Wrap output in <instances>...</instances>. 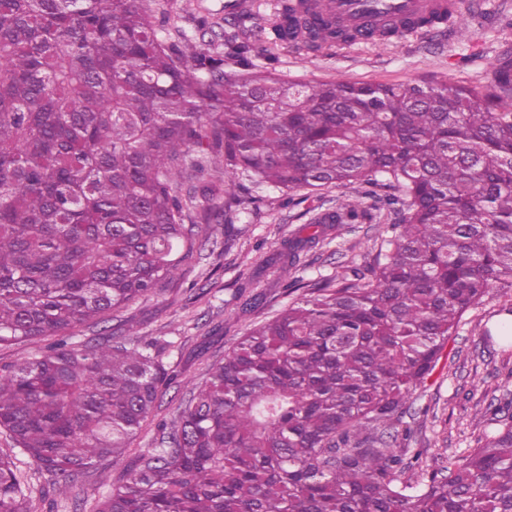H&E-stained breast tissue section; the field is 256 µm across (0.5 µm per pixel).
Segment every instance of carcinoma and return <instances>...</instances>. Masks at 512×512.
<instances>
[{
    "label": "carcinoma",
    "instance_id": "carcinoma-1",
    "mask_svg": "<svg viewBox=\"0 0 512 512\" xmlns=\"http://www.w3.org/2000/svg\"><path fill=\"white\" fill-rule=\"evenodd\" d=\"M145 0H0V346L45 343L0 366V512H32L26 455L62 494L122 455L176 378L164 343L73 342L175 277L204 224L254 203L245 183L363 192L282 242L279 278L328 232L381 224L371 260L286 285L255 326L89 512H512V407L485 441L429 465L406 401L464 314L512 297V55L490 86L292 80L154 27ZM280 0L274 42L320 53L376 33ZM215 180L181 189L184 174ZM392 217L382 223L381 213ZM242 308L267 304L238 289Z\"/></svg>",
    "mask_w": 512,
    "mask_h": 512
}]
</instances>
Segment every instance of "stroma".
<instances>
[{"label": "stroma", "mask_w": 512, "mask_h": 512, "mask_svg": "<svg viewBox=\"0 0 512 512\" xmlns=\"http://www.w3.org/2000/svg\"><path fill=\"white\" fill-rule=\"evenodd\" d=\"M243 2V9L231 16L224 12L225 0H153L151 9L154 19L169 17L194 42L213 47L222 43L225 26L236 27L257 46L251 58L256 68L272 67L301 82L337 78L387 84L419 79L487 81L498 57L512 50V0H461L459 21L387 44L361 43L327 55L277 47L265 52L277 0ZM254 195L255 204L236 220L239 233L232 248H225L223 231L203 229L181 274L153 295L115 312L104 327H85L78 333L79 340L88 342L101 330L121 336L131 327L145 340L166 338L163 362L175 370L177 379L164 388L158 417L172 419L191 389L203 381L207 365L222 359L247 330L287 303L270 265L283 239L308 223L312 214L355 198L356 191L304 190L296 193L294 205L285 208L278 205L276 191L261 187ZM378 243L374 225H354L318 250L302 276L317 280L335 275L343 266L364 263ZM239 287L265 293L267 306L242 309L234 298ZM510 320L505 299L495 290L465 313L433 375L410 398L419 413L412 447L427 449L432 457L474 447L485 417L512 400V344L496 334ZM130 464L127 458L103 462L85 474L67 500L28 457H21L19 467L33 487L36 512H72L74 499L106 493L124 478Z\"/></svg>", "instance_id": "1"}]
</instances>
